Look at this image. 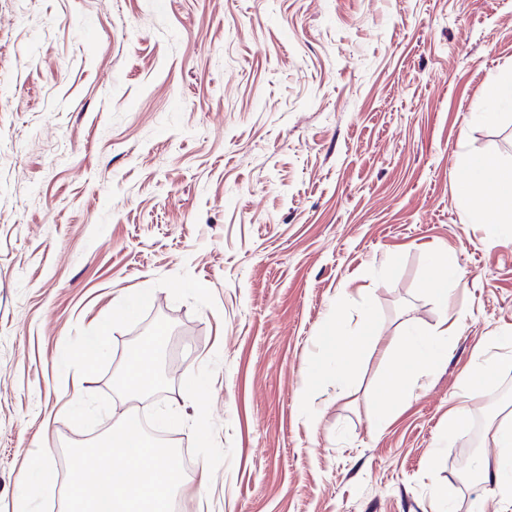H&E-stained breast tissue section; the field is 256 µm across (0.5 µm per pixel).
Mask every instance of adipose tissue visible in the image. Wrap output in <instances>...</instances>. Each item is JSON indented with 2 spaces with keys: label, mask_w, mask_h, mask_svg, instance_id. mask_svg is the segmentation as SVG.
<instances>
[{
  "label": "adipose tissue",
  "mask_w": 512,
  "mask_h": 512,
  "mask_svg": "<svg viewBox=\"0 0 512 512\" xmlns=\"http://www.w3.org/2000/svg\"><path fill=\"white\" fill-rule=\"evenodd\" d=\"M462 190L469 205L483 223L512 224V164L503 165L491 158L466 157L461 162ZM403 355L393 358L380 383L384 400L379 407V421L392 414L394 401L411 392L418 380L448 359V328L437 326L429 336H403ZM326 347L336 357V377L346 380V364L372 346V329L363 325L347 331L336 324L324 338ZM157 358L154 342H146L127 356L126 374L120 387L129 392L148 389L153 379L152 363ZM496 453L483 460L480 469L484 482L493 484L504 500L512 502V416L500 421L493 432Z\"/></svg>",
  "instance_id": "adipose-tissue-1"
}]
</instances>
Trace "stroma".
<instances>
[{
    "label": "stroma",
    "mask_w": 512,
    "mask_h": 512,
    "mask_svg": "<svg viewBox=\"0 0 512 512\" xmlns=\"http://www.w3.org/2000/svg\"><path fill=\"white\" fill-rule=\"evenodd\" d=\"M510 70L512 0H0V512H64L32 460L66 469L65 444L158 402L185 421L178 512H501L456 479L512 412V367L474 366L512 336V242L459 179L512 163V101L479 119ZM447 251L443 302L422 283ZM368 319L385 344L448 324L447 363L381 427L388 356L342 386L323 344ZM159 321L161 386L120 390ZM215 357L232 456L207 479L182 384Z\"/></svg>",
    "instance_id": "1"
}]
</instances>
